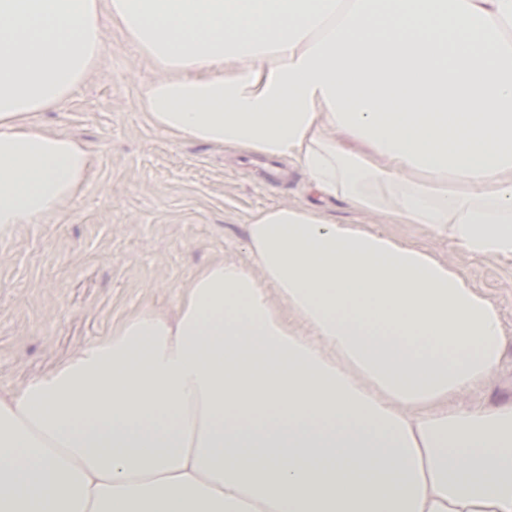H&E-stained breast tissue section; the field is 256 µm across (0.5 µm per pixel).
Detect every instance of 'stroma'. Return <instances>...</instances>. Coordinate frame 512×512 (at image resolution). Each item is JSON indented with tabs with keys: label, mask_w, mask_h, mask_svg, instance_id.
I'll return each mask as SVG.
<instances>
[{
	"label": "stroma",
	"mask_w": 512,
	"mask_h": 512,
	"mask_svg": "<svg viewBox=\"0 0 512 512\" xmlns=\"http://www.w3.org/2000/svg\"><path fill=\"white\" fill-rule=\"evenodd\" d=\"M106 41L97 73L42 115L50 129L87 144L82 192L50 222L0 235L1 391L23 388L130 313L174 307L179 286L211 260L247 261L245 226L257 209L321 204L336 220H361L345 202L321 200L296 166L270 185L238 167L237 154L178 142L150 125L136 98L152 67L118 31ZM384 230L457 261L495 303L504 332L498 378L477 386L468 403L512 402V262L461 253L419 224Z\"/></svg>",
	"instance_id": "obj_1"
}]
</instances>
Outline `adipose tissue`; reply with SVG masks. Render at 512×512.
Returning a JSON list of instances; mask_svg holds the SVG:
<instances>
[{"mask_svg": "<svg viewBox=\"0 0 512 512\" xmlns=\"http://www.w3.org/2000/svg\"><path fill=\"white\" fill-rule=\"evenodd\" d=\"M109 25L154 127L512 261V0H0V231L83 188L35 117ZM243 245L0 392V512H512V405L463 403L501 321L456 264L305 203Z\"/></svg>", "mask_w": 512, "mask_h": 512, "instance_id": "adipose-tissue-1", "label": "adipose tissue"}]
</instances>
